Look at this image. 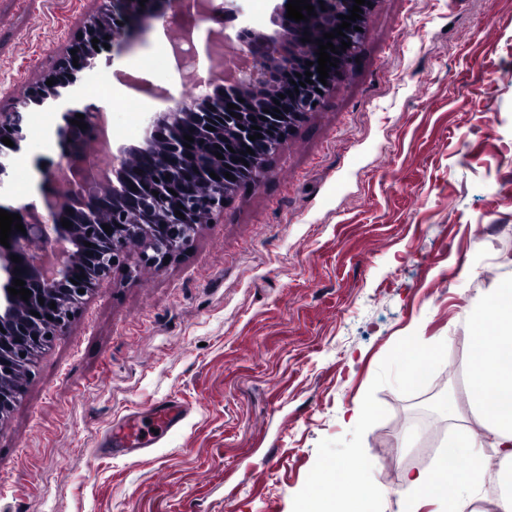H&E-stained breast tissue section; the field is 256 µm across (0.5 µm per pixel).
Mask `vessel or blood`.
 Masks as SVG:
<instances>
[{"mask_svg": "<svg viewBox=\"0 0 512 512\" xmlns=\"http://www.w3.org/2000/svg\"><path fill=\"white\" fill-rule=\"evenodd\" d=\"M188 415L187 409L165 402L155 408L152 428H145L138 418L129 417L118 423L110 432L116 450L141 451L157 444L161 436L177 432Z\"/></svg>", "mask_w": 512, "mask_h": 512, "instance_id": "1", "label": "vessel or blood"}]
</instances>
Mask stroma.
<instances>
[{
	"mask_svg": "<svg viewBox=\"0 0 512 512\" xmlns=\"http://www.w3.org/2000/svg\"><path fill=\"white\" fill-rule=\"evenodd\" d=\"M103 50L64 89L142 145L181 29L234 33L222 5ZM100 0H0V112L57 67ZM358 60L180 255L130 247L42 349L0 417V512H296L323 460L360 451L401 512L462 388L466 315L512 278V0H376ZM60 112L31 108L0 205L41 203ZM437 344L418 384L402 340ZM373 416L349 424L361 397ZM181 431L126 456L112 425L158 402Z\"/></svg>",
	"mask_w": 512,
	"mask_h": 512,
	"instance_id": "obj_1",
	"label": "stroma"
}]
</instances>
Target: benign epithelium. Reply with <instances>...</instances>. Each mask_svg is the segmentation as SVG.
I'll return each instance as SVG.
<instances>
[{
  "instance_id": "1",
  "label": "benign epithelium",
  "mask_w": 512,
  "mask_h": 512,
  "mask_svg": "<svg viewBox=\"0 0 512 512\" xmlns=\"http://www.w3.org/2000/svg\"><path fill=\"white\" fill-rule=\"evenodd\" d=\"M314 6V14H302L307 20L295 22L286 18L288 0L275 8L273 19L280 27L275 36L255 33L250 27L242 26L231 37L223 35L225 45L238 57L247 56L254 60L250 65H239L224 77L226 86L221 92H202L193 98H169L168 110L154 116L150 124V135L140 147L120 150L112 154V164L101 174L104 190L96 191L95 167L89 164L90 140L87 130L71 124L76 114L84 115L83 122L91 127L102 121V109L89 104L81 111L66 108L59 102V88L74 80V74L89 64L103 44L119 45L129 41L135 34L144 32L160 23L168 26L174 16L192 9L199 19L208 15L213 0H102L98 13L84 24L82 36L70 49V54L60 64L58 70L48 76L55 81L47 93L37 88L30 90L31 101L19 100L9 112L0 113V183L9 175L10 154L21 150L27 139L28 112L30 104L44 105L51 100L63 109L62 124L56 129L61 147L60 161L47 170L41 186L46 214L38 212L35 204L19 208H6L11 214L21 216L26 229L22 234L12 231L8 243L0 244V322L12 321L10 341L17 353L37 346L43 347L49 336L60 335L74 314L96 284L108 277L112 271L126 265L127 244L135 240L142 246L141 259L159 264L167 256L174 257L186 248L199 233L198 218L203 213H220L224 210L229 195V183L238 185L263 182L270 174L269 159L276 154L291 131L309 117L322 110L330 95L336 92V81L348 74L359 48L362 32L349 27L344 30L342 40L349 48L339 55L337 67L330 68L327 84H322L317 73V49L307 50L308 43L301 42L304 35L314 39V34L323 30L327 33L336 28L338 15L351 14L352 0H308ZM98 39L92 46V39ZM217 37L211 33L207 43L209 59L208 85L219 82L214 46ZM78 66H73V59ZM312 65H306V62ZM311 72L308 77L305 72ZM288 77L305 86L298 87L299 93L287 98L274 111L265 114V126L257 131L251 124L231 116L243 109H255L266 91ZM313 80L309 84L305 79ZM46 79V80H48ZM41 80L40 85H46ZM244 102H239V99ZM233 103L238 109L232 111L227 104ZM288 113H282V110ZM195 125L201 132L207 127L221 123L233 135L236 151L232 158L224 161L216 159V153H225L224 137L219 139L194 138L191 147L184 146L183 129L185 122ZM260 133L262 138L255 141L249 137ZM8 137L14 146H5L1 139ZM166 139L165 152L155 156L150 149L156 139ZM251 148L254 154L246 153ZM136 154L137 162L145 163L156 171V177L136 180L130 176L131 167L126 162L127 152ZM194 155V167L186 165V155ZM234 176L225 178L224 172ZM215 173L219 179L210 177ZM137 190H132V187ZM158 195H153V192ZM183 205L181 213L185 218L175 216L178 205ZM68 220L73 226L65 228L61 220ZM108 225L113 230L109 235L103 230ZM84 235L91 243L90 254L85 256L86 264L98 266L91 278L77 279V266L72 258V244L76 235ZM20 257L15 263L11 256ZM25 281V288L32 291L24 302L25 316L13 319L17 297L10 295L8 288L14 286L13 279ZM60 288L68 291L70 306L50 308L56 292ZM84 293H78V290ZM44 303H39L38 298ZM38 315H32V312Z\"/></svg>"
}]
</instances>
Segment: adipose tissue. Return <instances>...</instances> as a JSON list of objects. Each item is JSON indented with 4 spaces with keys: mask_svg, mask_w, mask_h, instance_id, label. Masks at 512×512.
<instances>
[{
    "mask_svg": "<svg viewBox=\"0 0 512 512\" xmlns=\"http://www.w3.org/2000/svg\"><path fill=\"white\" fill-rule=\"evenodd\" d=\"M468 318L475 328L469 336L467 402L480 429L458 425L459 403L448 398L443 411L453 427L436 463L406 477L407 512L438 505V512H477L494 464L512 465V280L500 282ZM467 459L464 469L452 470V458ZM347 477L342 497L330 488L335 473ZM380 492L369 476L364 458L329 460L318 485L301 500L300 512H375Z\"/></svg>",
    "mask_w": 512,
    "mask_h": 512,
    "instance_id": "1",
    "label": "adipose tissue"
}]
</instances>
